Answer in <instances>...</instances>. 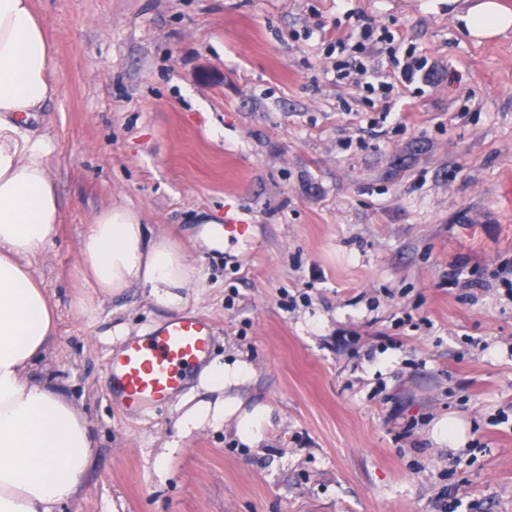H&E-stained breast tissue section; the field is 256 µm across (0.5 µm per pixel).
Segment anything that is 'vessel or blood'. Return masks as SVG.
Listing matches in <instances>:
<instances>
[{"label":"vessel or blood","instance_id":"1","mask_svg":"<svg viewBox=\"0 0 512 512\" xmlns=\"http://www.w3.org/2000/svg\"><path fill=\"white\" fill-rule=\"evenodd\" d=\"M212 339V323L187 313L129 340L107 364L113 395L134 412L168 403L188 371L208 358Z\"/></svg>","mask_w":512,"mask_h":512}]
</instances>
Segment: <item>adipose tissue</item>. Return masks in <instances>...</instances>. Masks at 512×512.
<instances>
[{
  "instance_id": "obj_1",
  "label": "adipose tissue",
  "mask_w": 512,
  "mask_h": 512,
  "mask_svg": "<svg viewBox=\"0 0 512 512\" xmlns=\"http://www.w3.org/2000/svg\"><path fill=\"white\" fill-rule=\"evenodd\" d=\"M448 13L475 39L512 32V11L500 0H448ZM55 54L32 0H0V512H58L87 488L94 465L89 418L39 369L58 315L33 260L60 224L62 207L43 163L47 140L19 137L12 122L56 95ZM79 265L94 303L136 286L150 302L178 310L200 280L186 252L154 235L127 206L95 215ZM253 374L241 360L204 369L212 397L177 417L175 439L163 442L154 459L158 474H165L177 440L206 425L235 420L241 441L259 447L269 412L245 410L242 397L225 394Z\"/></svg>"
}]
</instances>
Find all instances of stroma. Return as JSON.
I'll return each mask as SVG.
<instances>
[{"label": "stroma", "mask_w": 512, "mask_h": 512, "mask_svg": "<svg viewBox=\"0 0 512 512\" xmlns=\"http://www.w3.org/2000/svg\"><path fill=\"white\" fill-rule=\"evenodd\" d=\"M57 51L56 96L22 136L63 219L33 269L59 330L43 357L97 439L62 512H512V33L476 41L446 0H33ZM433 66L396 88L404 126L352 82L332 45L349 15ZM137 210L200 271L186 311L211 360L270 413L251 448L229 428L153 458L199 374L133 413L113 352L175 318L133 287L89 307L78 259L95 214ZM233 207L247 237L201 234ZM454 418L465 440L435 438Z\"/></svg>", "instance_id": "1"}]
</instances>
